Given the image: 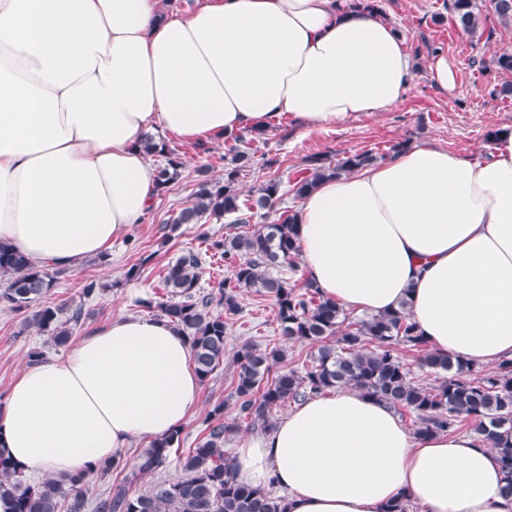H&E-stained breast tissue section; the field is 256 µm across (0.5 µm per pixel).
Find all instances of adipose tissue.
Segmentation results:
<instances>
[{
  "label": "adipose tissue",
  "instance_id": "adipose-tissue-1",
  "mask_svg": "<svg viewBox=\"0 0 512 512\" xmlns=\"http://www.w3.org/2000/svg\"><path fill=\"white\" fill-rule=\"evenodd\" d=\"M411 83L400 35L336 0H0V241L36 266L111 248L160 193L148 132L206 140L288 115L333 129L390 111ZM301 268L340 306H407L435 352L512 359V131L474 164L436 145L319 182L298 212ZM200 381L163 318L120 315L60 360L25 366L0 404L18 467L64 476L179 429ZM237 475L287 512H512L477 431L415 435L353 389L240 435Z\"/></svg>",
  "mask_w": 512,
  "mask_h": 512
}]
</instances>
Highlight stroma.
I'll return each mask as SVG.
<instances>
[{
	"label": "stroma",
	"mask_w": 512,
	"mask_h": 512,
	"mask_svg": "<svg viewBox=\"0 0 512 512\" xmlns=\"http://www.w3.org/2000/svg\"><path fill=\"white\" fill-rule=\"evenodd\" d=\"M475 3L485 20L472 35L456 25L450 0H381L384 19L402 34L412 64V82L403 101L390 111L329 130H307L288 116H281L262 139L245 141L243 148L253 163L240 177L241 194L249 195L269 178H279L283 196L269 215L275 222L283 212L298 209L300 201L292 191L293 185L309 176L310 160L317 155L339 159L369 151L381 157L394 143L405 141L437 144L473 163L486 160L494 149L489 132L512 129V72L484 69L482 61L494 51L512 53V19L503 21L493 15L490 0ZM439 54L447 57L455 71V83L448 90L441 88L430 73V62ZM230 146L227 139L208 140L201 146L193 141L177 143L183 161L180 178L170 184L142 223L129 230L139 242L138 250L130 251L120 240L108 250L106 261L92 259L69 268L47 296V303L82 306L85 317L81 329L85 332L120 314L152 316L146 303L162 296L163 276L171 261L187 250L200 248V233L221 238L241 230L228 219L208 217L199 224L183 225L173 234L165 232L173 215L192 202L200 168H207L211 178H222ZM138 262L143 265L139 276L126 278V269ZM90 281L101 284L102 289L87 298L82 288ZM240 304L241 313L229 323L227 353H234L247 341L262 347L282 345L289 363L300 366L310 349L284 342L277 331L272 300L246 292ZM23 321V313L0 309V402L22 368L29 365L31 351L43 352L48 360L62 358L69 351L68 346L55 345L50 337L24 328ZM234 375L235 367L227 361L202 383L199 403L181 426L180 443L156 478L179 475V456L201 439L208 412L226 399ZM149 444L146 438L134 440L120 454V468L107 467L90 474L85 486L88 505H95L112 485L122 482L125 468L133 467Z\"/></svg>",
	"instance_id": "stroma-1"
}]
</instances>
